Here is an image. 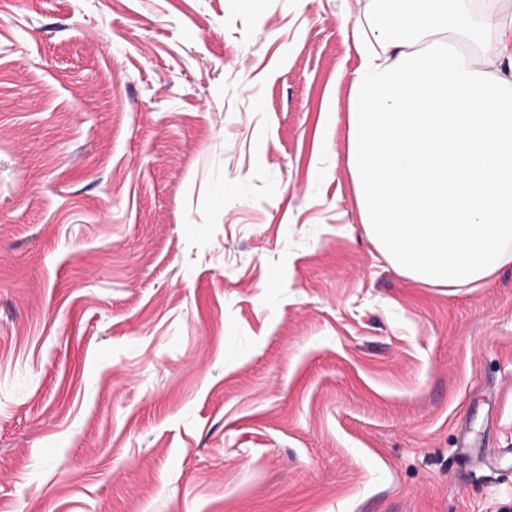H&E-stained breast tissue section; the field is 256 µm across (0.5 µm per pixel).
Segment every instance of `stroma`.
<instances>
[{
    "instance_id": "obj_1",
    "label": "stroma",
    "mask_w": 512,
    "mask_h": 512,
    "mask_svg": "<svg viewBox=\"0 0 512 512\" xmlns=\"http://www.w3.org/2000/svg\"><path fill=\"white\" fill-rule=\"evenodd\" d=\"M371 3L0 0V512H512V249L368 237Z\"/></svg>"
}]
</instances>
